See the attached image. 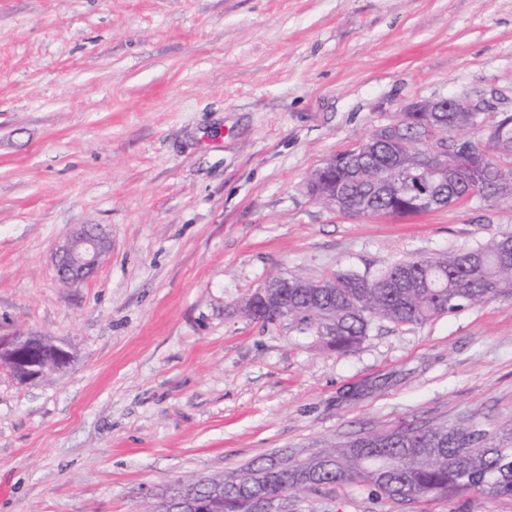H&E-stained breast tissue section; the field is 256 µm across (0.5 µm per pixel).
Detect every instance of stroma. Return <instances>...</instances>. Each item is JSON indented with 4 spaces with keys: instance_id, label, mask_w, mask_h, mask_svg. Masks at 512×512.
Here are the masks:
<instances>
[{
    "instance_id": "35a3bbf8",
    "label": "stroma",
    "mask_w": 512,
    "mask_h": 512,
    "mask_svg": "<svg viewBox=\"0 0 512 512\" xmlns=\"http://www.w3.org/2000/svg\"><path fill=\"white\" fill-rule=\"evenodd\" d=\"M512 113V0H0V336L69 345L0 367V512H143L183 479L414 424L512 428V301L375 322L337 353L241 311L270 277L374 275L512 234V198L357 216L315 170L405 107ZM77 224L112 248L79 285ZM288 512H512L303 492ZM111 248L107 229L99 225H79L56 252L60 279L72 285L86 281L100 267ZM53 358L46 360L44 348ZM73 361L72 353L63 343L31 332L17 336H0V366L6 367L22 383L62 373Z\"/></svg>"
}]
</instances>
